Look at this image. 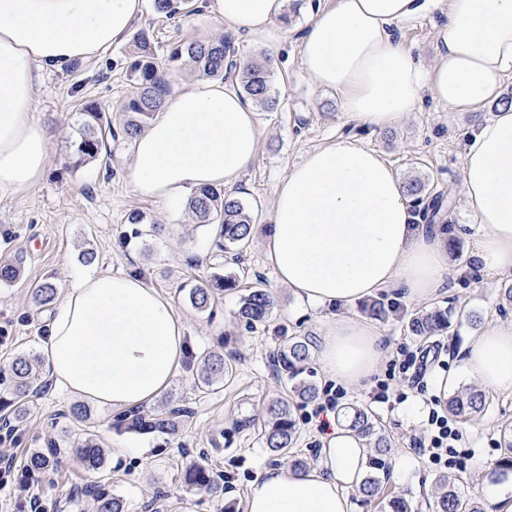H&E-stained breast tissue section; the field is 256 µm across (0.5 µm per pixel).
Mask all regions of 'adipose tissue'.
Returning <instances> with one entry per match:
<instances>
[{"instance_id": "adipose-tissue-1", "label": "adipose tissue", "mask_w": 512, "mask_h": 512, "mask_svg": "<svg viewBox=\"0 0 512 512\" xmlns=\"http://www.w3.org/2000/svg\"><path fill=\"white\" fill-rule=\"evenodd\" d=\"M288 0H207L224 33L267 45L287 35ZM448 7L443 48L424 65L392 30ZM145 0H0V195L23 194L52 162L35 116L41 67L109 48L143 14ZM314 86L341 94L345 112L376 132L402 122L430 95L452 110L497 100L512 70V0H333L300 40ZM260 126L233 82L202 79L171 96L137 136L127 177L166 205L203 187L231 188L253 161ZM460 193L477 228L473 255L490 277L512 272V106L469 136ZM264 260L307 304L351 306L401 287L409 301L435 295L448 270V235L413 214L404 182L382 155L337 137L292 166L272 201ZM188 350L172 298L133 274L90 272L67 288L42 345L56 389L116 410L152 402L178 376ZM383 350L367 322L330 324L320 359L330 380L366 384ZM465 365L485 389L512 394V321L469 337ZM364 439L330 419L316 466L266 469L244 512H352L367 475Z\"/></svg>"}]
</instances>
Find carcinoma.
Wrapping results in <instances>:
<instances>
[{"label": "carcinoma", "mask_w": 512, "mask_h": 512, "mask_svg": "<svg viewBox=\"0 0 512 512\" xmlns=\"http://www.w3.org/2000/svg\"><path fill=\"white\" fill-rule=\"evenodd\" d=\"M137 59L131 64V80L134 91L122 104V112L127 116L122 127V135L127 140L135 139L153 115L165 104L169 94V81L166 70L159 65L149 39L144 33L136 35ZM187 58L195 69L211 77H224L235 72L239 75V92L255 105L273 110L277 107L274 70L267 65V59L243 61L237 57L233 42L228 37L216 40H196L187 45L174 46L168 61L178 62ZM114 137L112 123L105 118V112L93 101L82 104L79 112L77 137L73 141L74 166L97 158L106 147L108 139ZM407 190L414 202L424 204L420 213L427 224L432 225L443 215L444 207L452 202H443V194L429 190L425 182L413 179L407 183ZM187 208L198 224L219 225L217 247L235 250L245 245L252 235L251 217L242 201L216 189L203 188L188 201ZM21 274V262L14 260L0 263V282L11 283ZM237 286L233 274H215L205 283L191 286L187 291L190 305L200 311L209 308L215 296ZM274 301L264 288H254L242 298L238 317L247 325L261 323L269 317ZM392 305L387 299L379 298L368 303L364 312L372 319L384 321L388 318ZM411 335L428 339L448 330V310L432 307L411 316L407 325ZM315 342L309 337L289 338L279 349L274 365L279 375L291 385V391L303 401H312L318 395L316 384L310 380L313 371L309 366ZM9 396L0 397V407L10 411L11 419L23 422L30 414L33 398L40 389L41 364L35 357L17 356L10 365ZM233 365L224 359V353L212 351L204 355L198 363V383L210 388L232 379ZM486 407L485 393L475 387H459L448 395V414L465 419L481 415ZM185 409L173 408L166 413L147 414L138 409L124 412L116 420V427L127 431H173L177 419ZM351 430L367 441L370 448L369 468L386 471L395 456L396 443L390 436L376 430L374 416L360 407H352L346 416ZM298 430L288 402L279 399L269 403L264 422L265 447L272 452L285 453L293 447ZM501 457L497 462V473L506 476L512 473V429L506 428L502 434ZM61 444L56 439L47 440L45 447L39 448L27 460L31 470L46 469L58 461ZM77 462L86 470L97 472L105 468L106 453L93 436L88 435L75 449ZM185 483L189 487H210L213 483L208 473L192 465L184 467ZM437 512H485L478 499L464 497L457 491L455 479L444 476L438 480ZM358 492L366 499H380L382 487L372 474L361 484ZM96 512H124L121 500L104 492L94 494ZM384 508L387 512H414L412 501L400 494L391 497Z\"/></svg>", "instance_id": "1"}]
</instances>
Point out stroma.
<instances>
[{
    "mask_svg": "<svg viewBox=\"0 0 512 512\" xmlns=\"http://www.w3.org/2000/svg\"><path fill=\"white\" fill-rule=\"evenodd\" d=\"M304 0H288L287 40L271 48L254 37H237L233 43L243 59L276 55V109H258L261 137L255 159L232 188L233 196L245 204L253 231L240 263L226 260L216 245L212 226L196 224L185 202L162 205L137 196L126 178L133 143L122 136L108 141L99 159L79 167L68 166L78 110L88 100L96 101L113 123L121 121V105L131 92L130 64L136 54L133 34L145 31L158 62H165L172 45L197 40L202 29H221V21L198 10L195 0L174 17L146 6L132 25V35L90 58L58 68L43 69L38 86L40 121L54 134L53 161L42 182L21 195L0 196V261L21 258L22 277L11 284L0 283V395L9 388V365L20 353L39 354L45 340L49 310L37 305L33 290L53 283L65 292L86 268L114 273H135L149 285L169 293L186 324L188 352L183 372L153 403V412L168 407L187 408L190 416L174 433H137L116 430L117 410L88 406L89 418L75 425L66 415L75 400L45 384L34 411L22 424L0 419V448L11 449L16 462H23L33 449L51 438L65 439L67 453L53 469L42 472L34 488L43 512H94L92 490L120 499L125 512H224L225 507L242 512L249 485L264 469L288 463L298 456L315 464L322 446L315 423L307 419L312 406L292 401L291 411L299 428L292 454H276L263 444L260 428L240 429L238 418L262 416L272 400L287 397L283 380L273 366V354L283 337H321L327 321L343 315L340 307H313L298 301L286 286L278 284L262 261V242L269 222V208L277 187L289 168L314 149L339 136H353L376 149L399 172L402 179L420 177L436 191L454 195L451 220L457 251L448 254V274L431 306L450 312L451 327L436 341L448 352L434 374H448L452 387L474 384L465 369L467 337L481 333L496 321H512V305H503L500 290L512 284V275L486 277L469 259L474 230L462 199L459 177L468 134L490 120L493 104L467 111H453L432 98H424L417 111L391 129L372 133L350 120L340 95L315 87L302 63L298 35L309 20ZM447 15L435 13L398 30L396 36L423 63L437 55V31ZM144 213L141 235L123 242L126 218L131 211ZM93 249L92 266L79 260L84 249ZM234 274L235 289L218 296L208 310L193 309L186 300L185 285ZM267 289L274 307L266 322L246 327L237 316L241 301L251 288ZM385 295L397 309L378 323L386 357L374 382L346 390L335 407L336 414L356 405L374 415L379 425L396 440L402 456L414 464L409 474L389 470L381 482L387 491L405 493L419 512H435L434 482L446 474L458 478L464 496L484 495L492 485L490 472L501 454L502 427L512 424V394L487 392V407L475 420H458L463 433L447 465H433L417 444L427 437L430 398L445 400L432 376L425 377L424 391H417L402 375L391 372L392 359L401 350H417L418 338L409 335L406 318L415 304L402 300L396 289ZM223 352L234 366L233 379L223 387L199 391L195 387L196 359L208 352ZM389 380L390 399L374 400L376 383ZM98 435L107 450L103 471L82 469L71 450L85 432ZM132 441L127 454L117 444ZM190 457L211 472L215 491L187 490L183 481V457Z\"/></svg>",
    "mask_w": 512,
    "mask_h": 512,
    "instance_id": "stroma-1",
    "label": "stroma"
}]
</instances>
